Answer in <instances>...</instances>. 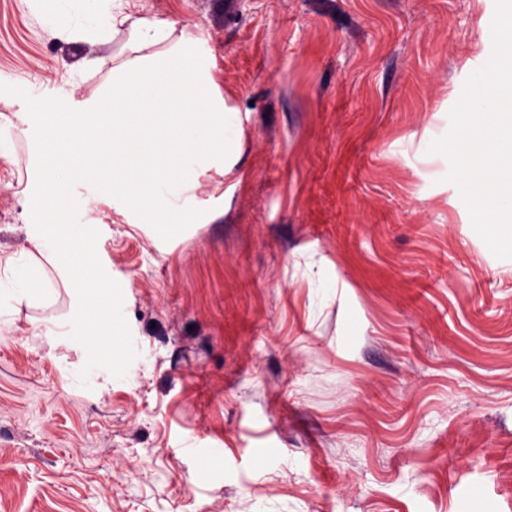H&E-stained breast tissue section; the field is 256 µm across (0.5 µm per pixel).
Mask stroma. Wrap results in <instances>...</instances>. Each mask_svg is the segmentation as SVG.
Returning a JSON list of instances; mask_svg holds the SVG:
<instances>
[{
    "label": "stroma",
    "mask_w": 512,
    "mask_h": 512,
    "mask_svg": "<svg viewBox=\"0 0 512 512\" xmlns=\"http://www.w3.org/2000/svg\"><path fill=\"white\" fill-rule=\"evenodd\" d=\"M121 4L211 50L240 158L176 234L108 196L86 212L138 348L112 380L74 389L82 350L43 335L68 295L16 315L0 512H512V275L423 153L495 0ZM133 56L0 0V131L15 86L91 100ZM42 184L29 137L0 145V250L27 247ZM313 272L336 281L317 307Z\"/></svg>",
    "instance_id": "stroma-1"
}]
</instances>
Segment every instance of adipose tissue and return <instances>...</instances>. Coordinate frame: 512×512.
<instances>
[{"label": "adipose tissue", "mask_w": 512, "mask_h": 512, "mask_svg": "<svg viewBox=\"0 0 512 512\" xmlns=\"http://www.w3.org/2000/svg\"><path fill=\"white\" fill-rule=\"evenodd\" d=\"M56 0L41 13L48 32L105 39L125 31L133 46L153 52L112 70L111 85L93 102L67 92L41 95L18 86L17 119L36 112L64 138L31 139L44 174L45 221L30 227L29 247L0 252V323L21 308L50 305L70 293L81 309L120 322L122 305L107 274L85 257L90 225L65 226L62 216L95 203L101 189L143 224H189L199 215L200 173L239 151L241 127L213 74L212 56L198 41L173 39L168 21L133 17L113 0Z\"/></svg>", "instance_id": "ef3b65f1"}]
</instances>
